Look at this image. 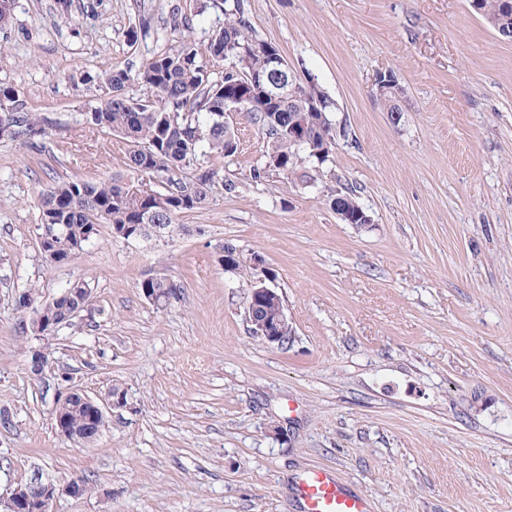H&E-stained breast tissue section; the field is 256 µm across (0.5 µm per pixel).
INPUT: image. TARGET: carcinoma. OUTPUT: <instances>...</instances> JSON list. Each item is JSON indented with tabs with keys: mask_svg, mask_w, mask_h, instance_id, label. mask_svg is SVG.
<instances>
[{
	"mask_svg": "<svg viewBox=\"0 0 512 512\" xmlns=\"http://www.w3.org/2000/svg\"><path fill=\"white\" fill-rule=\"evenodd\" d=\"M502 0H480L478 13L488 26L501 14ZM269 43L261 39L248 17L247 0H235L233 9L224 15V26L214 31L208 41L211 58L234 65L224 77L215 79L207 67L197 61V52L189 43L165 51L135 72L116 70L105 75L109 98L94 109V125L121 136L128 146L129 167L148 174L164 184L162 191H146L133 180L114 178L108 182L63 180L41 194L39 229L51 227L52 238L41 250L44 258L63 263L83 251L99 234L103 224L111 227L118 238L136 224L157 220L168 225L170 235L181 231L180 215L200 208L208 199L219 170L208 159L221 160L233 156L235 134L224 124V85L237 88L253 75L267 69ZM143 94H126L131 85ZM305 99L319 97L323 113L336 111L335 103L312 82L301 86ZM21 119L0 117V137L24 138L32 147L54 124L48 116L27 110L24 103ZM240 111L259 124L268 139V163L273 169L292 179L305 178L308 162L322 164L328 155L320 156L311 148L296 144L288 134V125L303 119L316 147L330 134L329 118L310 112L307 106L264 99L260 93L240 107ZM194 168L193 179L184 182L176 173ZM140 288H153L169 299L177 296L180 285L168 277L143 280ZM30 303L18 304L22 312H31L43 320L60 321L64 312L51 303H40L34 290H28Z\"/></svg>",
	"mask_w": 512,
	"mask_h": 512,
	"instance_id": "1",
	"label": "carcinoma"
}]
</instances>
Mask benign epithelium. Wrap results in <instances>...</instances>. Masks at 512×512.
Segmentation results:
<instances>
[{"label": "benign epithelium", "instance_id": "benign-epithelium-1", "mask_svg": "<svg viewBox=\"0 0 512 512\" xmlns=\"http://www.w3.org/2000/svg\"><path fill=\"white\" fill-rule=\"evenodd\" d=\"M287 69L288 63L283 55L271 48L268 49V70L264 80L265 89H263L268 98L273 100L298 98L300 93L299 82L288 81L284 78V71ZM288 132L298 144L309 148L314 147V142L309 139L307 126L303 121H294L288 127ZM332 209L345 224L362 228L372 223V217L361 209L354 215L339 203L333 205ZM269 278H271V275L266 273L264 277H259L250 284L247 307L248 320L251 331L255 336L268 344L279 345L286 337L292 335L293 328L276 289L265 284V280ZM71 294L77 297L82 295L84 299L75 305L68 306L66 317L69 319L80 317L81 313L88 310L91 304V301L85 299V296L91 294V291L87 288H74L70 292L66 290L55 297L54 302L59 303ZM49 366L50 361L44 349H34L30 352L28 370L31 376L42 377ZM76 404L88 409L92 418L103 420L107 411L123 407L125 401L121 396H112L110 390L102 396H91L81 389L74 388L68 389L57 398L55 421L60 434L69 441L76 438L80 440V443L88 444L93 442L96 436L89 432L79 434L70 426L68 412ZM63 493L71 497L81 496L83 493L82 482L72 481L60 488L52 483H44L37 479L31 480L16 486L4 500V506L8 509V512H50L53 500Z\"/></svg>", "mask_w": 512, "mask_h": 512}]
</instances>
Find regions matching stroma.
<instances>
[{
  "instance_id": "1",
  "label": "stroma",
  "mask_w": 512,
  "mask_h": 512,
  "mask_svg": "<svg viewBox=\"0 0 512 512\" xmlns=\"http://www.w3.org/2000/svg\"><path fill=\"white\" fill-rule=\"evenodd\" d=\"M260 38L298 81L315 80L346 128L310 183L265 168L267 140L230 115L238 150L219 163L185 232L96 240L52 265L39 245L41 193L62 180L128 174L124 140L85 115L105 73L207 42L224 0H16L0 27V85L56 120L40 149L0 137V496L79 478L52 512H296L292 486L329 467L372 512H512V41L470 0H248ZM148 34H140L142 21ZM393 72V122L373 84ZM234 183L226 192L225 183ZM347 185L373 218L340 221ZM275 275L293 334L253 336L249 281L225 243ZM175 279L169 303L139 284ZM84 280L88 314L35 336L18 292L41 300ZM53 364L27 369L31 348ZM124 407L90 445L65 439L60 391L112 385Z\"/></svg>"
}]
</instances>
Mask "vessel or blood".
I'll list each match as a JSON object with an SVG mask.
<instances>
[{
	"label": "vessel or blood",
	"mask_w": 512,
	"mask_h": 512,
	"mask_svg": "<svg viewBox=\"0 0 512 512\" xmlns=\"http://www.w3.org/2000/svg\"><path fill=\"white\" fill-rule=\"evenodd\" d=\"M294 499L300 512H371L364 494L350 490L325 468L303 472L295 482Z\"/></svg>",
	"instance_id": "obj_1"
}]
</instances>
